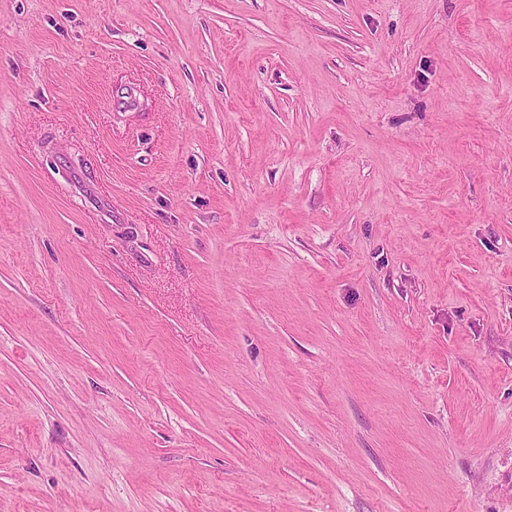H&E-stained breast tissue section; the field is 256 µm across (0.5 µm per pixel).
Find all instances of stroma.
<instances>
[{
    "mask_svg": "<svg viewBox=\"0 0 512 512\" xmlns=\"http://www.w3.org/2000/svg\"><path fill=\"white\" fill-rule=\"evenodd\" d=\"M0 512H512V0H0Z\"/></svg>",
    "mask_w": 512,
    "mask_h": 512,
    "instance_id": "stroma-1",
    "label": "stroma"
}]
</instances>
